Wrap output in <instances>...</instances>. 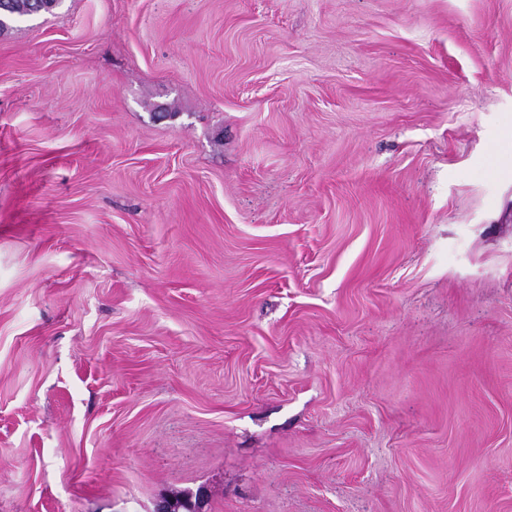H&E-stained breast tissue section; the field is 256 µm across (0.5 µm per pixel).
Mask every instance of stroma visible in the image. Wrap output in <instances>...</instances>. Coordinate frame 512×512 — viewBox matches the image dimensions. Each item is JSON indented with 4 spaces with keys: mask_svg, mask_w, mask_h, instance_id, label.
I'll return each mask as SVG.
<instances>
[{
    "mask_svg": "<svg viewBox=\"0 0 512 512\" xmlns=\"http://www.w3.org/2000/svg\"><path fill=\"white\" fill-rule=\"evenodd\" d=\"M512 0H63L0 33V512H512ZM172 503L174 511L172 512H193L195 498L189 493H172L166 496ZM165 496H161L156 503L154 512H170V503Z\"/></svg>",
    "mask_w": 512,
    "mask_h": 512,
    "instance_id": "1",
    "label": "stroma"
}]
</instances>
